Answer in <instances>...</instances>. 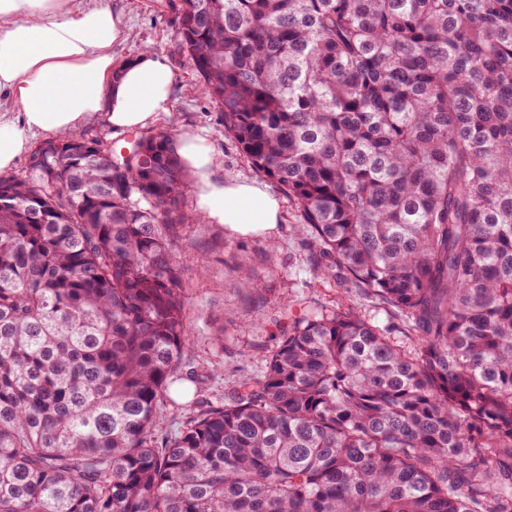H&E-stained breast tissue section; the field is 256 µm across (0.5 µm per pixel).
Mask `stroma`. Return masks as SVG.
Listing matches in <instances>:
<instances>
[{
  "instance_id": "stroma-1",
  "label": "stroma",
  "mask_w": 512,
  "mask_h": 512,
  "mask_svg": "<svg viewBox=\"0 0 512 512\" xmlns=\"http://www.w3.org/2000/svg\"><path fill=\"white\" fill-rule=\"evenodd\" d=\"M108 2L123 11L127 24L126 39L114 48V57L122 60L150 46L166 57L175 72L171 109L156 123V130L194 132L220 154L223 175L262 181V174L225 133L219 110L201 91L199 74L186 57L176 54L175 11L168 0ZM268 188L283 208L274 240L232 236L211 221L185 230L182 261L191 299V350L182 370L201 376L202 396L215 403L223 402L242 380L261 374L266 355L280 340L275 321L284 299L294 300L301 309L314 303L328 309L351 306L365 316L384 317L370 299L316 274L306 238L297 230L302 221L298 208L276 183ZM240 258L250 259L261 279L259 293L243 291L234 280L230 267ZM219 326L225 332L220 344L214 340Z\"/></svg>"
}]
</instances>
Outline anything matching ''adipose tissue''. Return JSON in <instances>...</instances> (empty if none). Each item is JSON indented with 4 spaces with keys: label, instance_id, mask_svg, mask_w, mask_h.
<instances>
[{
    "label": "adipose tissue",
    "instance_id": "ef3b65f1",
    "mask_svg": "<svg viewBox=\"0 0 512 512\" xmlns=\"http://www.w3.org/2000/svg\"><path fill=\"white\" fill-rule=\"evenodd\" d=\"M126 23L103 0H0V171L11 169L39 133L65 138L105 112L112 128L144 129L170 109L174 72L157 50L116 61ZM176 153L201 174L195 212L234 236L274 238L279 199L267 187L216 179L219 156L203 139L180 134Z\"/></svg>",
    "mask_w": 512,
    "mask_h": 512
}]
</instances>
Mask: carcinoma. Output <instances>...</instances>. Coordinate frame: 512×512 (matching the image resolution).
<instances>
[{
  "mask_svg": "<svg viewBox=\"0 0 512 512\" xmlns=\"http://www.w3.org/2000/svg\"><path fill=\"white\" fill-rule=\"evenodd\" d=\"M176 10L316 273L386 323L314 308L156 437L186 395L199 223L174 136L45 141L0 177V512H512V0ZM190 387V394L187 398L179 400L182 406L178 409L172 406H167L156 416L155 429L158 434L168 433L170 430L177 426V422L184 420L185 417L189 416L193 406H191L192 399L196 390V384L188 383ZM188 402V403H187Z\"/></svg>",
  "mask_w": 512,
  "mask_h": 512,
  "instance_id": "carcinoma-1",
  "label": "carcinoma"
}]
</instances>
